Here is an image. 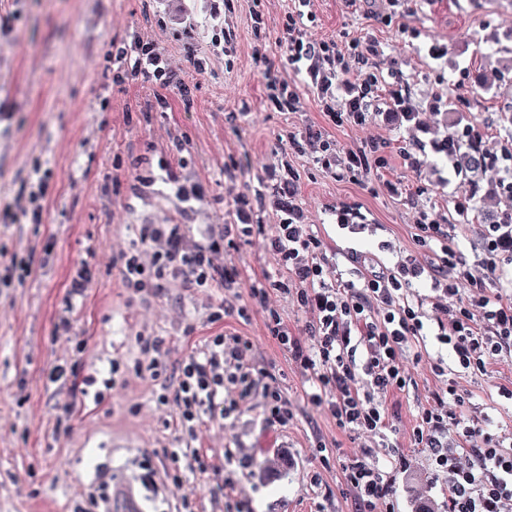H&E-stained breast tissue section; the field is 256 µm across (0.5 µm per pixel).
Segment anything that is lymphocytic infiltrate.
Wrapping results in <instances>:
<instances>
[{
	"label": "lymphocytic infiltrate",
	"mask_w": 512,
	"mask_h": 512,
	"mask_svg": "<svg viewBox=\"0 0 512 512\" xmlns=\"http://www.w3.org/2000/svg\"><path fill=\"white\" fill-rule=\"evenodd\" d=\"M310 0H289L278 33L263 31L264 18L254 14L253 30L262 33L260 61L268 98L280 112L302 108L296 88L279 81L282 61L303 79L319 106L335 125L365 132V140L337 153L319 133L289 134V149L309 157L334 178L367 172L381 164L387 147L371 129L380 110L379 87L385 81L379 62L383 50L374 41L343 43L313 37L307 22ZM116 60L127 75L167 87L176 82L153 47L136 42L118 49ZM234 221L207 224H144L138 239L119 257L123 288L143 297L162 295L173 282L182 287L245 292L241 305L212 307L207 321L223 325L225 317L249 321L264 315L268 338L306 376L308 402L323 409L351 438L360 440L361 458L344 467L355 497L356 512H405L397 496L396 473L404 469L388 441L391 428L385 396L408 390L412 377L407 360L430 361L438 387L421 407L414 441L429 457L433 476L442 478L448 493L447 512H512V430L498 427L495 416L512 406V390L487 394L474 410L457 386L463 374L483 375L492 361L512 355V224H489L483 232L485 254L478 264H463L453 247V227L418 209L417 240L435 262L418 257L398 260L393 268L371 270L360 282L336 277L320 257L321 241L303 224L301 209L268 222L265 194L257 189L232 198ZM259 241L273 259L271 270L244 281L226 254L238 242ZM429 276L434 295L415 296L413 279ZM295 295L308 319L301 332L284 323L278 301ZM139 372L159 381L157 405H174L172 424L187 440L184 448L165 451L163 471L150 459L138 465L137 479L161 497L163 485L182 488L184 470L207 472V453L194 448L205 413L234 416L241 402L254 394L265 400V425L287 426L293 417L274 374L257 371L251 361L253 341L219 331L206 337L203 348L178 363L168 378L169 342L159 335L136 338ZM446 346L447 356L433 354L429 343ZM384 449L393 469L381 467L374 455Z\"/></svg>",
	"instance_id": "obj_1"
}]
</instances>
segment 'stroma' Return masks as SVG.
Masks as SVG:
<instances>
[{
  "label": "stroma",
  "instance_id": "35a3bbf8",
  "mask_svg": "<svg viewBox=\"0 0 512 512\" xmlns=\"http://www.w3.org/2000/svg\"><path fill=\"white\" fill-rule=\"evenodd\" d=\"M285 0H0V206H28L36 173L48 175L40 221L21 215L0 243L29 261L37 273L0 288V512H67L93 477V460L111 462L113 473L134 471L150 456L181 445L164 425L171 411L156 405L155 383L137 375L135 338L160 334L169 341L170 361L199 349L210 327L217 291L174 287L157 298L122 288L117 259L136 240L143 224H221L231 216V192L260 188L261 161L276 134L321 131L337 151L359 134L335 126L312 93L301 111L271 107L257 61L261 46L251 15L262 11L271 31L282 24ZM384 0H311L310 30L320 38L378 41L383 69L399 75L416 113L428 112L436 96L452 110L435 116L425 142L441 141L465 127L477 130L487 147L512 143V0H406L391 24L377 22ZM196 21L203 67L187 58L174 33ZM232 22L236 51L212 45ZM153 43L191 90L182 97L127 76L115 63L113 44L136 39ZM410 121L385 112L378 131L389 142L384 167L366 177L339 180L311 160L288 153L297 174L293 186H279L280 206L304 208L316 227L322 251L344 279L363 270L349 250L391 264L397 253H418L413 204L422 202L456 227V249L473 264L484 257L481 230L486 211L504 215L512 201L495 197L473 204L468 183L447 191L449 172L440 155L422 172L407 167L401 149ZM168 165L186 183L205 189L202 201L185 204L162 183L144 178ZM234 173V185L225 176ZM361 212L364 224L339 229L336 215ZM390 250L380 251V242ZM96 269L82 305L66 309V282L81 261ZM71 316L72 335L58 332ZM224 329L251 337L256 366L274 363L280 387L294 413L288 426L267 428L264 403L253 397L234 418L207 420L199 446L213 465L209 475L187 473L186 488L197 494V512H353L343 466L360 455L356 441L331 417L308 406V384L287 354L263 338V318L228 317ZM86 349L74 354L75 338ZM124 358L128 370L99 408L64 413V403L81 401V381L107 371L109 359ZM68 363L63 389L46 383L47 372ZM413 384L387 395L393 420L389 438L407 462L397 493L409 512L429 503L444 512L446 499L431 475L423 449L414 445L418 410L436 386L428 363L412 371ZM460 389L483 402L488 390H512V356L494 361L486 375L463 376ZM325 449H318V442ZM250 458L243 469L228 462L225 449Z\"/></svg>",
  "mask_w": 512,
  "mask_h": 512
}]
</instances>
